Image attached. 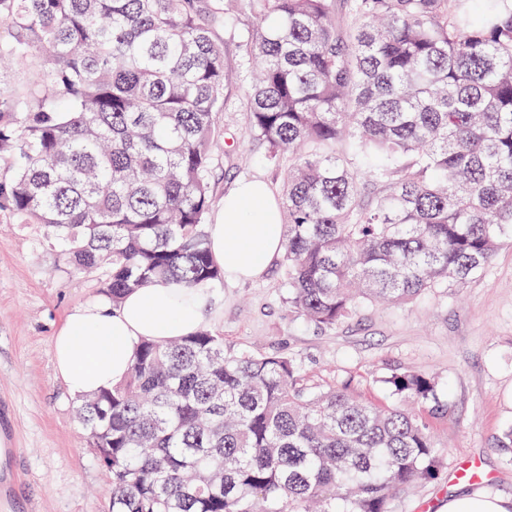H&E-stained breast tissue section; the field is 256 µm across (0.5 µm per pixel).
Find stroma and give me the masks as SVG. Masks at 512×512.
Listing matches in <instances>:
<instances>
[{
  "instance_id": "stroma-1",
  "label": "stroma",
  "mask_w": 512,
  "mask_h": 512,
  "mask_svg": "<svg viewBox=\"0 0 512 512\" xmlns=\"http://www.w3.org/2000/svg\"><path fill=\"white\" fill-rule=\"evenodd\" d=\"M229 154L218 155L214 197L260 177L280 190L282 175L248 137L246 116L221 115ZM39 224L0 212V512H107L112 490L76 415V398L57 375L53 336L71 309L104 299L106 273L74 275L43 243ZM205 329L228 352L285 353L311 387L348 389L359 399L397 404L382 380L414 371L436 378L442 410L426 413L443 462L437 480L394 498V512H440L465 489L455 477L478 467L477 489L512 512V245L459 288H433L405 305H374L331 328L288 308L279 263L260 279L210 289Z\"/></svg>"
}]
</instances>
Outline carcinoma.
<instances>
[{
    "label": "carcinoma",
    "mask_w": 512,
    "mask_h": 512,
    "mask_svg": "<svg viewBox=\"0 0 512 512\" xmlns=\"http://www.w3.org/2000/svg\"><path fill=\"white\" fill-rule=\"evenodd\" d=\"M0 59L31 72L0 83V212L43 225L69 271L106 270L114 305L223 280L206 226L237 81L283 173V287L306 322L460 286L512 240V0H0ZM383 385L440 408L430 376ZM76 413L111 512H393L442 468L422 415L202 329L142 342Z\"/></svg>",
    "instance_id": "obj_1"
}]
</instances>
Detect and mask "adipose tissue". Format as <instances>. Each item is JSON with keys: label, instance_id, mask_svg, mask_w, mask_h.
<instances>
[{"label": "adipose tissue", "instance_id": "1", "mask_svg": "<svg viewBox=\"0 0 512 512\" xmlns=\"http://www.w3.org/2000/svg\"><path fill=\"white\" fill-rule=\"evenodd\" d=\"M207 232L226 278H258L284 250L281 203L264 181H243L225 197ZM209 301L205 288L186 292L173 284H149L116 306L102 301L74 308L52 339L55 369L72 397L112 388L126 377L143 340L194 333Z\"/></svg>", "mask_w": 512, "mask_h": 512}]
</instances>
